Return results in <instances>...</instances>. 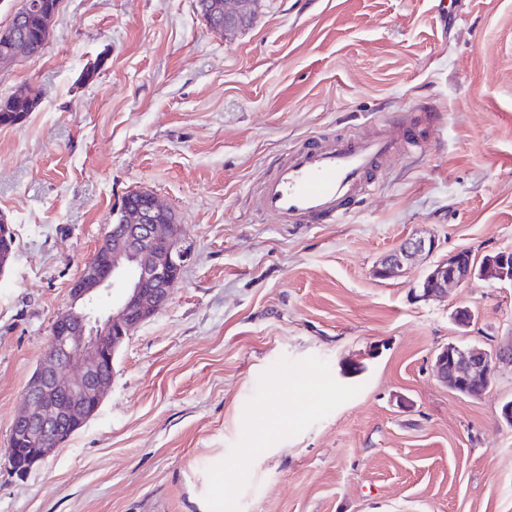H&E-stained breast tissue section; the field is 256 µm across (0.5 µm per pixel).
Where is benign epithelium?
Instances as JSON below:
<instances>
[{
  "instance_id": "benign-epithelium-1",
  "label": "benign epithelium",
  "mask_w": 512,
  "mask_h": 512,
  "mask_svg": "<svg viewBox=\"0 0 512 512\" xmlns=\"http://www.w3.org/2000/svg\"><path fill=\"white\" fill-rule=\"evenodd\" d=\"M252 0H234L224 9V30L248 23ZM45 28L52 17L27 0L8 25L15 30L31 16ZM126 219H116L99 243L98 262L85 267L71 284L77 303L93 294L121 288L112 309L92 314L71 308L52 324L42 363L26 389L29 405L13 420L5 457L10 470L24 473L44 460L99 410L112 383L113 359L125 337L162 307L170 286L181 276L188 251L181 245V227L169 221L170 211L148 191L126 197ZM436 248L435 240L411 236L385 256L375 269L380 279L404 277L421 255ZM476 270L462 250L434 265L426 274L420 297H445L448 290L475 278ZM482 276L512 279V256L489 258ZM512 363V346L475 348L450 345L435 357L436 377L450 389L477 397L484 393L499 364Z\"/></svg>"
}]
</instances>
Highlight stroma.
<instances>
[{
	"label": "stroma",
	"mask_w": 512,
	"mask_h": 512,
	"mask_svg": "<svg viewBox=\"0 0 512 512\" xmlns=\"http://www.w3.org/2000/svg\"><path fill=\"white\" fill-rule=\"evenodd\" d=\"M461 9L447 28L435 0H258L216 31L197 0H60L44 51L0 68L1 99L38 96L0 125V455L125 196L169 207L190 258L98 412L26 476L0 462V512H199L218 479L224 512H512V365L476 398L433 370L448 345L512 342V280L418 290L450 252H512V0ZM396 115L422 146L345 223L252 222L290 148ZM416 233L436 251L375 277ZM308 374L326 397L251 448L247 413L298 405L278 383Z\"/></svg>",
	"instance_id": "35a3bbf8"
}]
</instances>
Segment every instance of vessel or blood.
<instances>
[{"instance_id": "1", "label": "vessel or blood", "mask_w": 512, "mask_h": 512, "mask_svg": "<svg viewBox=\"0 0 512 512\" xmlns=\"http://www.w3.org/2000/svg\"><path fill=\"white\" fill-rule=\"evenodd\" d=\"M419 144L403 117L373 133L335 139L321 135L288 151L255 192V208L280 224H340L376 187L380 164L397 140Z\"/></svg>"}]
</instances>
